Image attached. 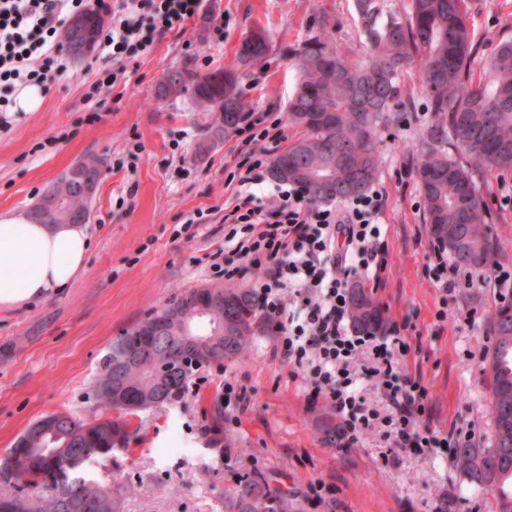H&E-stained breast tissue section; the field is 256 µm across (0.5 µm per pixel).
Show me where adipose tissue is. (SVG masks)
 <instances>
[{
    "label": "adipose tissue",
    "mask_w": 512,
    "mask_h": 512,
    "mask_svg": "<svg viewBox=\"0 0 512 512\" xmlns=\"http://www.w3.org/2000/svg\"><path fill=\"white\" fill-rule=\"evenodd\" d=\"M88 248L86 225L0 216V307L69 287L85 266Z\"/></svg>",
    "instance_id": "ef3b65f1"
}]
</instances>
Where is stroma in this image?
<instances>
[{"mask_svg":"<svg viewBox=\"0 0 512 512\" xmlns=\"http://www.w3.org/2000/svg\"><path fill=\"white\" fill-rule=\"evenodd\" d=\"M325 19L338 43L363 53L356 0H205L184 30L163 36L155 52L128 70L125 84L103 92L99 118L87 121L86 86L112 62L100 54L70 61L43 96L38 111L0 128V212L29 214L46 186L89 158L104 170L87 223L90 251L70 287L27 307L0 309V454L33 422L53 412L91 415V384L112 342L163 306L175 293L224 279L211 256L224 246V216L240 186L232 182L240 140L226 132L207 156L196 146L209 123L189 98L160 99L156 87L173 67L197 72L232 69L245 34L270 31L273 48L262 71H244L248 112L285 116L296 81L286 49ZM224 41L210 39L215 23ZM468 24L482 62L500 39L512 38V0H470ZM416 111L380 132V166L373 183L383 192V234L389 252L383 287L372 296L386 319L409 318L422 351L407 358L421 374L433 405V428L471 427L489 444L490 379L484 357L491 343L488 318L501 301L489 282L461 288L451 301L424 269L431 235L415 172L419 128L433 113L413 74L400 79ZM497 263L512 271V173L488 180ZM275 333L253 336L246 357L201 369L200 386L183 398L131 415L133 435L111 460H98L86 479L134 487L122 512H224V496L240 474L261 472L288 494L299 512L307 483L335 489L329 512H494L491 492H471L451 460L404 455L385 464V438L376 432L350 448L320 439L323 401L308 399L301 377L275 354ZM245 393L224 412L213 433V401L225 380Z\"/></svg>","mask_w":512,"mask_h":512,"instance_id":"obj_1","label":"stroma"}]
</instances>
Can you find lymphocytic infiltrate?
Segmentation results:
<instances>
[{
	"label": "lymphocytic infiltrate",
	"instance_id": "f902f5d3",
	"mask_svg": "<svg viewBox=\"0 0 512 512\" xmlns=\"http://www.w3.org/2000/svg\"><path fill=\"white\" fill-rule=\"evenodd\" d=\"M203 0H98L112 21L101 35V55L113 66L101 70L86 100L118 85L127 68L153 54L163 34L183 28ZM85 0H0V125L7 124L15 93L30 85L50 87L68 68L59 42L66 20ZM246 150L236 163L243 193L237 194L224 231V266L232 283L249 275L262 281L252 295L278 333L283 361L305 372L311 398L323 399L340 420L347 445L378 431L385 459L400 455L452 456L474 433L457 426L432 427L433 407L421 376L403 368L415 349L408 321L388 334L368 336L349 323L347 280L361 275L381 285L387 244L380 218L384 196L373 189L341 209L308 208L296 187L265 199V161L281 139L280 121L249 116L237 131Z\"/></svg>",
	"mask_w": 512,
	"mask_h": 512
}]
</instances>
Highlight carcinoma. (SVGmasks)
Wrapping results in <instances>:
<instances>
[{"instance_id":"cac0c4a2","label":"carcinoma","mask_w":512,"mask_h":512,"mask_svg":"<svg viewBox=\"0 0 512 512\" xmlns=\"http://www.w3.org/2000/svg\"><path fill=\"white\" fill-rule=\"evenodd\" d=\"M366 52L363 55L335 44L327 23L296 46L288 47L290 64L298 80L288 104L291 125L307 135L279 154L271 167L288 172L271 174L275 180L301 187L311 203L343 200L366 192L376 178L380 156L375 137L378 130L394 121L396 113L412 111V102L400 97L398 78L409 71L416 75L427 110L436 123L420 132L417 176L421 186L425 223L441 224L452 230L461 226L459 244L478 253L476 267L491 259V211L484 196L485 179L512 172V40L501 41L486 58L482 74L472 70L475 54L467 24V0H410L402 17L380 22V0H357ZM189 97L201 112L211 116L204 128L209 136L224 123L227 105L245 114L246 102L238 76L232 70L198 73L173 68L158 86L161 99ZM332 169L330 184L311 186L308 173ZM365 173L360 187L350 183L351 170ZM68 198L69 208L32 211L30 218L48 224H64L68 217L86 210L76 182L58 178L44 191L42 199ZM211 293L231 295L238 301L235 311L216 306L206 321L195 326L199 336L223 327L224 319L236 317L245 325L226 341L225 360L242 357L264 320L257 317L252 295L242 289L212 286ZM354 328L373 335L386 330L385 317L373 300L365 308L350 307ZM492 343L484 368L492 379L491 416L493 435L488 446L465 444L456 449L454 468L473 491L493 492L495 512H512V302L500 304L490 317ZM182 328L171 326L165 336H153L151 358L126 368V381L139 403L152 406L178 402L192 379L179 370L172 382L157 388L148 373L157 363H176L185 352L177 341ZM120 350L111 346L102 360L92 386V399L99 409L119 412L109 381ZM53 439L40 438L31 424L14 448L26 450L33 463L13 474L7 483L18 487L0 494V512H97L93 505L103 495L112 501V512H120V497L133 488L111 489L77 473L54 471L57 456L85 454L92 459L111 456L118 440H127L130 420L99 416L88 419L71 413L54 412ZM322 441L334 447L341 443L336 416L321 418ZM224 512H293L288 498L270 487L257 474L240 476L224 498Z\"/></svg>"}]
</instances>
